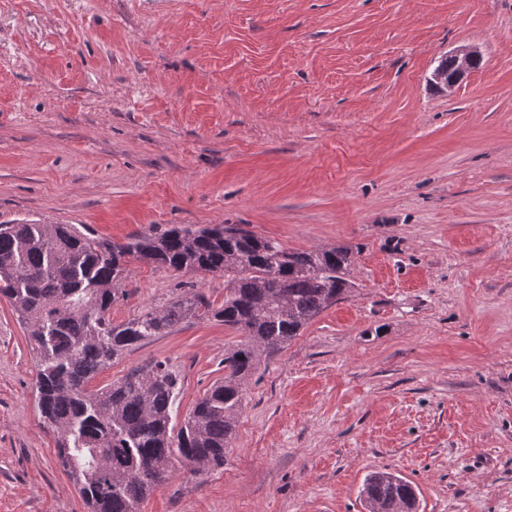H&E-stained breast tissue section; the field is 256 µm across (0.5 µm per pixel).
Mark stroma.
<instances>
[{
    "instance_id": "35a3bbf8",
    "label": "stroma",
    "mask_w": 512,
    "mask_h": 512,
    "mask_svg": "<svg viewBox=\"0 0 512 512\" xmlns=\"http://www.w3.org/2000/svg\"><path fill=\"white\" fill-rule=\"evenodd\" d=\"M479 47L452 91L440 57ZM121 243L232 224L346 245L353 292L246 385L223 467L142 512H365L385 469L418 512H512V0H0V222ZM124 322L219 274L131 263ZM242 339L188 320L89 384L168 361L184 419ZM0 301V512H88Z\"/></svg>"
}]
</instances>
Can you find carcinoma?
Masks as SVG:
<instances>
[{
    "label": "carcinoma",
    "mask_w": 512,
    "mask_h": 512,
    "mask_svg": "<svg viewBox=\"0 0 512 512\" xmlns=\"http://www.w3.org/2000/svg\"><path fill=\"white\" fill-rule=\"evenodd\" d=\"M352 249L295 251L234 226L174 225L114 243L74 224L0 223V297L27 333L35 363L38 413L58 458L89 512H140L175 465L222 467L242 408L245 384L264 355L285 348L351 288ZM135 260L179 272L224 275L219 306L198 291L162 309L112 322L126 265ZM216 321L245 339L224 354V379L172 425L182 382L153 361L106 388L89 382L140 344L189 320ZM367 512H417L412 483L390 471L369 473Z\"/></svg>",
    "instance_id": "obj_1"
}]
</instances>
